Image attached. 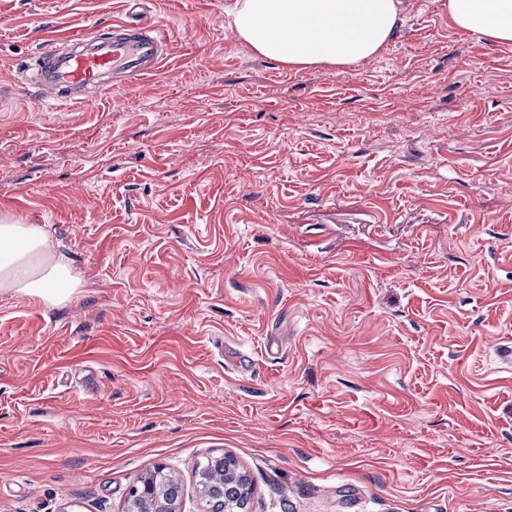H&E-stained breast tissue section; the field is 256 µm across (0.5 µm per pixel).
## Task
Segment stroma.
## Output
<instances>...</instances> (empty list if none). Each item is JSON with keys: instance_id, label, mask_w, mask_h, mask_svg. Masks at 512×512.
Listing matches in <instances>:
<instances>
[{"instance_id": "1", "label": "stroma", "mask_w": 512, "mask_h": 512, "mask_svg": "<svg viewBox=\"0 0 512 512\" xmlns=\"http://www.w3.org/2000/svg\"><path fill=\"white\" fill-rule=\"evenodd\" d=\"M229 0H144L152 74L39 101L34 56L125 0H0V220L81 278L0 292V512H512V45L401 0L372 59L290 68ZM150 473L144 477L140 488L139 486L131 487L129 496L138 498L143 506L141 510L144 512H180L179 501L168 497L163 487L152 480ZM239 486H236L235 489L231 491L230 494L226 497L224 495V490H215L210 493L208 499L206 500V505L209 507V512H231L226 511L225 509H234L238 508L240 505V493L237 489Z\"/></svg>"}]
</instances>
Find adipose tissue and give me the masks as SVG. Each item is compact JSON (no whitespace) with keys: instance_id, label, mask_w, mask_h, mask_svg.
<instances>
[{"instance_id":"1","label":"adipose tissue","mask_w":512,"mask_h":512,"mask_svg":"<svg viewBox=\"0 0 512 512\" xmlns=\"http://www.w3.org/2000/svg\"><path fill=\"white\" fill-rule=\"evenodd\" d=\"M401 0H234L226 10L239 38L257 54L299 70L352 66L373 57L400 21ZM460 30L512 44V0H448ZM80 279L34 224L0 222V290L54 305Z\"/></svg>"}]
</instances>
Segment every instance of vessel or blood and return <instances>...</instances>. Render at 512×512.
<instances>
[{"instance_id":"vessel-or-blood-1","label":"vessel or blood","mask_w":512,"mask_h":512,"mask_svg":"<svg viewBox=\"0 0 512 512\" xmlns=\"http://www.w3.org/2000/svg\"><path fill=\"white\" fill-rule=\"evenodd\" d=\"M165 39L138 17L102 38L90 30L68 39L71 52L59 55L54 49L40 50L42 70L35 81L42 100L69 103L71 94L86 89L112 86L120 76H145L159 63V49Z\"/></svg>"}]
</instances>
